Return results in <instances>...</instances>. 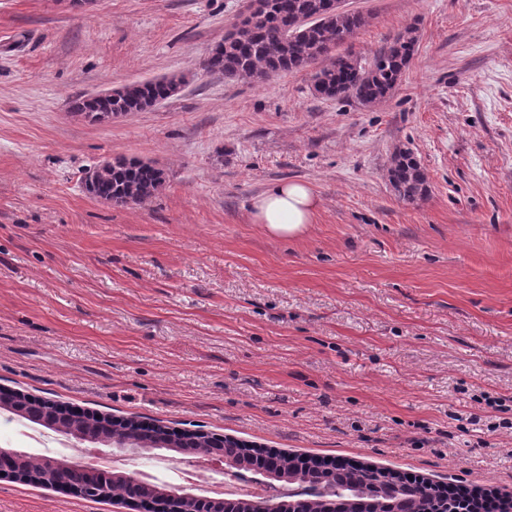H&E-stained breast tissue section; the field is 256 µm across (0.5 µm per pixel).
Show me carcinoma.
Returning a JSON list of instances; mask_svg holds the SVG:
<instances>
[{
  "label": "carcinoma",
  "mask_w": 512,
  "mask_h": 512,
  "mask_svg": "<svg viewBox=\"0 0 512 512\" xmlns=\"http://www.w3.org/2000/svg\"><path fill=\"white\" fill-rule=\"evenodd\" d=\"M368 24L358 13L339 12L327 7V0H252L249 16L240 20L207 59L208 72L224 78H250L266 81L282 72L298 71L319 59L328 60L313 78V91L327 99L352 97L370 107L379 104L396 87L408 66L417 41L412 27L397 33L371 62L351 55H334L336 45ZM185 78L167 76L133 83L104 99L76 96L71 111L92 123H104L130 112H143L161 99L175 96ZM389 182L398 197L414 202L428 192L427 179L412 151L400 149L391 159ZM84 180L91 183L93 197L114 205L142 203L160 192L166 177L162 169L139 159L121 158L110 167L95 166ZM284 470H293L298 483L305 486L317 474L292 465L288 453L276 455ZM348 488L336 491V504L347 512H361L365 506L350 500L349 490L362 489L370 500H415L433 491L423 481L371 480L366 470L355 467L346 474ZM124 484L108 481L93 487L88 496L109 499L121 494Z\"/></svg>",
  "instance_id": "cac0c4a2"
}]
</instances>
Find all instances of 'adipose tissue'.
Wrapping results in <instances>:
<instances>
[{
    "label": "adipose tissue",
    "instance_id": "ef3b65f1",
    "mask_svg": "<svg viewBox=\"0 0 512 512\" xmlns=\"http://www.w3.org/2000/svg\"><path fill=\"white\" fill-rule=\"evenodd\" d=\"M317 210L316 198L310 187L299 181L273 185L252 203L254 223L281 238L301 237L313 223Z\"/></svg>",
    "mask_w": 512,
    "mask_h": 512
}]
</instances>
